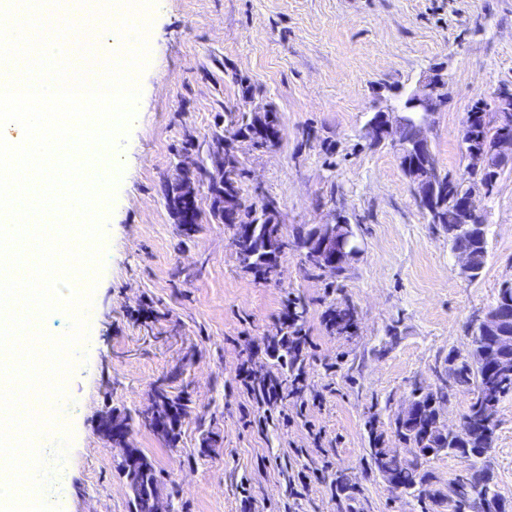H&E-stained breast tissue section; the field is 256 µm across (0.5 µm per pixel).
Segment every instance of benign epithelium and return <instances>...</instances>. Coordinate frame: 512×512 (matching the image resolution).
<instances>
[{
	"label": "benign epithelium",
	"instance_id": "obj_1",
	"mask_svg": "<svg viewBox=\"0 0 512 512\" xmlns=\"http://www.w3.org/2000/svg\"><path fill=\"white\" fill-rule=\"evenodd\" d=\"M448 98V76L442 70L429 72L410 90L401 107H385L375 111L367 121L365 130L374 143L390 141L396 147L400 163L416 203L423 210L433 214L444 205L445 187L448 181L437 165L433 150L427 137V129L435 122V117ZM496 111L499 134L482 137L477 135V128L471 126L473 118H465L462 127L461 143L468 160L469 178L483 185L487 173L495 171L498 166L512 164V96L502 94L498 97ZM412 129V135L400 138L403 127ZM205 162L193 160L180 169L173 187L179 198L168 201V210L174 218H183L184 223H191L192 206L197 202L200 186V173L204 171ZM210 196L222 200L214 216L228 223L235 217L236 211L243 203L235 176L230 174L222 182L210 189ZM311 244L315 245L312 257L319 261L322 268L336 270L348 266L359 253L356 236L349 224H319L313 227ZM460 276L469 278L474 273L472 257L467 250L455 249ZM512 320V310L500 302L494 303L474 324V328L483 333L495 334L497 344L491 350L480 352L483 363L505 375L512 374V334L500 332L503 323ZM375 451L381 462V473L385 484L390 489H397L392 478L394 461L400 455L377 443Z\"/></svg>",
	"mask_w": 512,
	"mask_h": 512
}]
</instances>
